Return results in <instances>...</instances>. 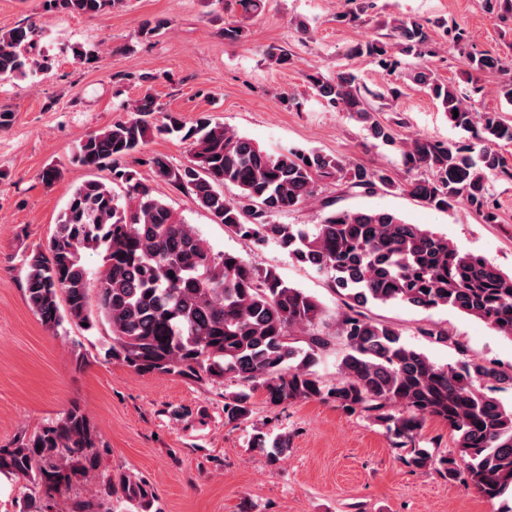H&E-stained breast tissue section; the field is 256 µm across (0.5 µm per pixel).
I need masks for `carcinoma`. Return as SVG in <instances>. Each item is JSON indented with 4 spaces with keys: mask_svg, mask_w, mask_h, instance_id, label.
I'll list each match as a JSON object with an SVG mask.
<instances>
[{
    "mask_svg": "<svg viewBox=\"0 0 512 512\" xmlns=\"http://www.w3.org/2000/svg\"><path fill=\"white\" fill-rule=\"evenodd\" d=\"M119 3L45 0V7L97 14ZM42 34L34 22L0 33V80L49 68L48 56L39 50ZM429 41L420 21L395 19L355 51L385 70L396 69L403 57L418 59L411 79L439 103L453 127L471 134L466 143L421 137L397 141L395 129L375 118L370 91L347 69L333 76L309 74V87L330 109L365 124L374 138L399 143L411 174L404 190L411 196L441 211L465 205L492 224L496 214L489 180L512 178L501 153L512 144V123L497 112L472 111L471 94L482 90L476 75L499 73L505 76L500 97L512 105V72L499 55L480 52L469 55L465 83L471 89L444 83L425 60L433 54ZM159 111L147 91L130 105L128 118L77 145L74 161L90 170H110L112 183L89 179L78 186L46 247L26 259V300L42 325L53 333L65 322L86 323L90 329L106 325L112 357L137 372L236 381L242 389L224 392L227 424L247 420L251 396L259 390L275 406L332 401L384 426L398 447L408 448L406 464L437 468L489 499L512 494V406L491 395L493 384L512 383V373L475 358L436 365L404 343L394 325L364 312L369 304L447 307L512 341V274L394 213L318 200L321 184L328 181H342L365 194L394 187L381 170L316 151L270 153L206 117L188 127L168 115L158 125L154 114ZM156 132H180L189 147L188 162L180 166L152 159L159 180L190 195L254 245L273 241L296 261L330 274L343 306L336 336L319 330L323 309L315 297L285 283L273 268L215 251L195 225L126 165ZM115 184L123 195L114 192ZM229 186L237 190L233 198L224 195ZM316 200L318 223L276 221ZM88 251L102 256L96 272L83 261ZM333 343L340 346V357L336 382L327 385L314 367ZM429 418L448 425L456 452L439 455L408 447ZM95 447L86 416L72 409L0 448V473L23 477L50 497L96 469ZM251 448L276 459L288 451V439L269 443L259 432ZM106 486L129 505V512H150L153 489L136 475L115 472ZM64 512L111 510L76 497Z\"/></svg>",
    "mask_w": 512,
    "mask_h": 512,
    "instance_id": "1",
    "label": "carcinoma"
}]
</instances>
